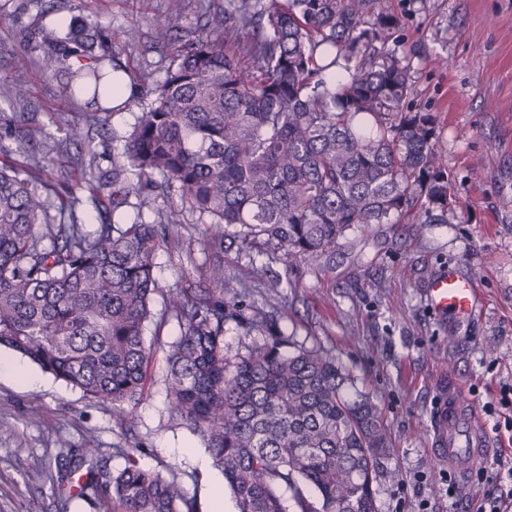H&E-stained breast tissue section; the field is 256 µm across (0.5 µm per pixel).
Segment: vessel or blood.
Here are the masks:
<instances>
[{
	"mask_svg": "<svg viewBox=\"0 0 512 512\" xmlns=\"http://www.w3.org/2000/svg\"><path fill=\"white\" fill-rule=\"evenodd\" d=\"M430 309L438 316H450L460 324L469 322L480 313L476 284L461 277L455 267L441 271L427 287ZM436 445L439 456L447 457L460 471L474 467L489 447L485 430L475 412L462 403L457 390H449L448 401L436 414Z\"/></svg>",
	"mask_w": 512,
	"mask_h": 512,
	"instance_id": "vessel-or-blood-1",
	"label": "vessel or blood"
}]
</instances>
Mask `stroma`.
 I'll list each match as a JSON object with an SVG mask.
<instances>
[{"label": "stroma", "mask_w": 512, "mask_h": 512, "mask_svg": "<svg viewBox=\"0 0 512 512\" xmlns=\"http://www.w3.org/2000/svg\"><path fill=\"white\" fill-rule=\"evenodd\" d=\"M401 19L395 51L409 49L416 72V100L438 116V148L445 156L456 216L416 233L410 224H383L364 235L349 234L331 262H289L283 251L249 258L233 229L215 238L197 213L179 198L161 201L180 220L173 240L161 244L154 276L160 288L152 309L164 317L169 289L192 288L200 281L206 257L221 254L226 273L243 285L248 301L288 305L282 322L286 336L304 346H319L335 356L355 379L357 391L378 407L391 447L373 483L377 512H464L480 487L458 476L457 502L443 491L448 462L435 453L434 417L449 387H456L474 409L498 401L512 385V0H390ZM86 16L116 41L132 76L148 83L163 80L173 56L157 45L156 20L166 18V0H32L25 14L0 10V119L14 108L3 95L16 80L29 87L26 110L56 138L86 111L84 100L59 96L55 78L41 75L38 47L21 50L18 31L57 27L59 20ZM141 33L133 45L120 41L123 28ZM139 114L137 106L106 111L91 131V149L76 145L52 155L60 171L72 161L95 159L109 167L120 158L124 136ZM266 265L279 288L254 278L253 264ZM456 265L477 280L482 312L457 331L452 319L436 317L424 289L441 268ZM180 335L175 320L162 329L147 327L151 348L144 393L134 409L133 435L112 418L110 406L97 403L52 375L26 364L37 387L0 375V512H92L81 499L61 508L51 481L28 482L34 468L56 469L61 443L94 445L124 465L121 448L142 447L143 467L172 477L196 497L200 512H210L211 491L221 476L202 439L173 412L167 392V349ZM480 420L493 444L512 437L496 431L497 416Z\"/></svg>", "instance_id": "stroma-1"}]
</instances>
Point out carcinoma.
I'll list each match as a JSON object with an SVG mask.
<instances>
[{
    "label": "carcinoma",
    "mask_w": 512,
    "mask_h": 512,
    "mask_svg": "<svg viewBox=\"0 0 512 512\" xmlns=\"http://www.w3.org/2000/svg\"><path fill=\"white\" fill-rule=\"evenodd\" d=\"M201 33L180 44L164 79L123 104L141 115L123 161L97 174L49 177L34 143L83 142L100 113L83 112L61 141L14 113L0 125V348L112 406L129 431L151 355L155 252L177 223L156 207L176 195L241 247L273 245L288 262L328 258L348 232L376 224L448 223V166L434 113L414 103L410 61L388 49L400 19L387 0H204ZM43 69L60 95L99 104L128 73L94 19L43 35ZM136 182L129 180V175ZM135 197L151 221L115 222ZM99 215L88 231L82 203ZM210 287L166 297L180 337L166 355L171 408L200 435L237 512H376L373 482L389 437L377 409L321 347L288 352V308L244 306L224 262L204 267ZM262 336L232 362L224 331ZM124 467L88 445L57 467L62 509L75 497L97 512H200L175 479ZM81 482L72 485L74 476ZM314 488L311 502L301 485Z\"/></svg>",
    "instance_id": "obj_1"
}]
</instances>
